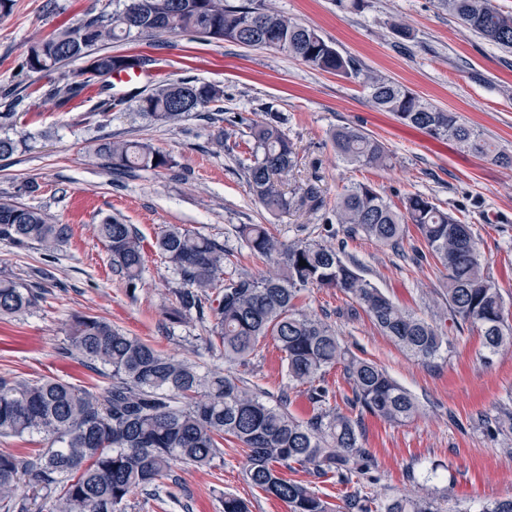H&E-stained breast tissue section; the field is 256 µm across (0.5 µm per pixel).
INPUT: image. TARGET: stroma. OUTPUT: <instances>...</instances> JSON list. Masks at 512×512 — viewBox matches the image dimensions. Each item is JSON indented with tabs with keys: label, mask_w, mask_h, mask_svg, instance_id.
<instances>
[{
	"label": "stroma",
	"mask_w": 512,
	"mask_h": 512,
	"mask_svg": "<svg viewBox=\"0 0 512 512\" xmlns=\"http://www.w3.org/2000/svg\"><path fill=\"white\" fill-rule=\"evenodd\" d=\"M277 10L318 29L342 53L362 66L407 86L434 107L464 121L512 153V52L487 42L440 8L438 0H367L363 10L341 11L336 0H275ZM112 10V0H15L0 17V90L25 97L26 149L0 160V200L8 198L53 216L73 228L72 237L46 259L39 246L0 240V275L42 288L40 305L0 320V375H54L72 383L100 385L83 365L59 358L76 312L104 317L168 355L211 368H229L260 389L287 390L288 410L309 418L304 388H290L274 342L262 340L245 363L225 365L210 345L207 324L188 318L170 324L165 308L175 301L177 278L154 250L162 228L178 224L216 237L232 251L239 270L266 273L267 259L251 251L239 233L243 224H268L286 241L316 240L341 249L344 260L400 306L431 318L444 311L446 271L425 254L409 232L402 253L364 236H347L332 223L331 208L347 186L368 183L393 206L419 193L471 226L486 260L485 269L512 313V169L460 152L448 141L400 123L378 111L354 79L309 67L274 49L230 42L204 43L186 35L136 44L117 42L115 54L150 56L171 80L198 79L224 91V122L214 126L193 115L177 126L140 118L135 108L101 114L92 103L59 105L46 91L57 74L30 73L21 63L28 46L62 23ZM405 23L399 36L393 21ZM43 88L35 96V88ZM276 112L297 145L301 164L289 186L317 187L324 208L312 205L270 213L249 192L235 162L248 152L246 120ZM359 127L381 140L391 156L387 168L349 163L336 155L333 130ZM228 133L227 150L217 149V129ZM143 141L169 154L172 168L114 172L97 155L99 143ZM35 192H28V185ZM107 216L136 225L144 239L146 272L136 288L112 271L96 226ZM423 252L412 262L415 252ZM305 310L330 324L356 355L374 360L417 400L416 414L403 423L364 418L360 440L371 455L378 504L403 495L435 498L444 512L468 506L479 512L488 502L512 496V437L489 436L482 418L512 408V348L486 356L479 329L449 330L448 345L423 361L407 355L384 336L366 314H351V299L327 288L303 293ZM248 463L237 442L224 444V464L200 468L175 464L163 485L169 497L132 496L126 512H224L225 495L243 499L249 512H289L287 504L251 486Z\"/></svg>",
	"instance_id": "35a3bbf8"
}]
</instances>
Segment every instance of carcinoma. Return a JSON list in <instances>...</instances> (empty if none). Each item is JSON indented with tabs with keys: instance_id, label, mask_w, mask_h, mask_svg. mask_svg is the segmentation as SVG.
Here are the masks:
<instances>
[{
	"instance_id": "carcinoma-1",
	"label": "carcinoma",
	"mask_w": 512,
	"mask_h": 512,
	"mask_svg": "<svg viewBox=\"0 0 512 512\" xmlns=\"http://www.w3.org/2000/svg\"><path fill=\"white\" fill-rule=\"evenodd\" d=\"M439 4L462 26L512 50V14L503 12L495 0ZM166 34L272 48L312 68L354 77L378 110L512 168V153L481 131L383 74L362 68L316 28L283 15L270 0H115L112 13L63 24L31 44L22 67L46 74L85 58L87 64L79 72L60 74L46 95L77 106L96 97L100 112H120L125 99L112 96L107 78L127 70L143 71L151 59L116 55L106 46ZM223 97L224 91L211 83L158 77L147 94L138 95L136 109L144 119L162 125L174 126L203 110L221 121ZM21 117L20 112H0V159L26 145L24 136L9 134ZM246 127L253 147L248 162L240 166L255 200L270 212H286L306 199L320 207L317 190H308L303 199L286 187L288 174L298 166L299 151L281 116L267 112ZM332 143L350 163L381 168L390 160L384 143L359 128L337 129ZM96 153L107 157L115 170L157 171L172 165L168 154L139 141L112 140L100 144ZM332 213L346 235L362 234L394 250L401 248L408 225H413L446 270L443 298L448 316L429 321L400 307L343 260L336 248L307 239L284 241L265 224H244L239 230L247 246L270 262V271L259 278L227 271L233 261L217 239L169 225L156 242L179 277L169 320L181 322L194 314L202 319L211 312L209 331L229 364L246 361L260 340L271 337L282 353L288 380L307 387L313 414L297 419L287 410L286 394L275 398L229 372L166 355L103 317L77 313L58 354L109 383L97 392L45 375L0 377V436L36 434L51 442V447L27 458L0 451V512H30L27 501L17 497L21 482L33 498L43 501L38 512H126L137 492L156 500L171 495L158 481L178 462L224 465L226 438L241 445L251 485L287 503L290 512H373L376 498L366 491L372 481L371 460L360 445L362 415L401 423L417 412V404L382 367L349 352L329 324L304 311L303 291L315 286L343 292L399 349L420 360L440 352L448 319L457 329L479 326L491 355L512 346V323L499 288L485 273L472 228L429 197L410 195L398 209L372 185L357 184L339 195ZM71 234L70 225L53 223L39 209L0 202V240L23 246L36 243L50 256ZM97 234L111 255L112 269L127 287H135L146 263L137 228L106 217L97 225ZM302 260L306 265H299ZM42 299L43 292L14 277H0L1 319L30 312ZM336 365L342 366L352 392L347 413L331 403L329 391L320 384L322 375ZM485 429L491 435L512 434V409L485 422ZM294 464L316 479L332 475L351 486L343 505L333 509L309 485L280 476V468ZM384 512L442 510L432 498L402 496L385 504Z\"/></svg>"
}]
</instances>
